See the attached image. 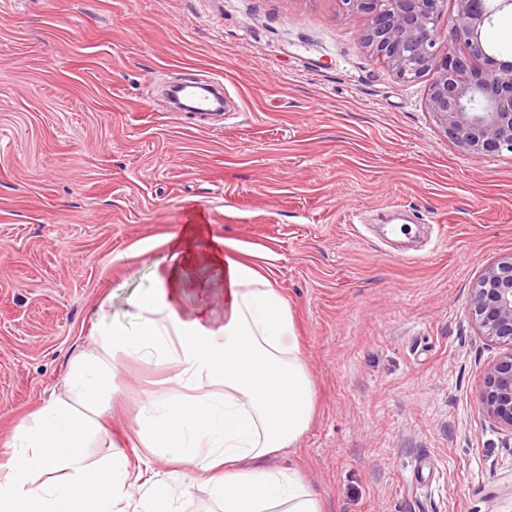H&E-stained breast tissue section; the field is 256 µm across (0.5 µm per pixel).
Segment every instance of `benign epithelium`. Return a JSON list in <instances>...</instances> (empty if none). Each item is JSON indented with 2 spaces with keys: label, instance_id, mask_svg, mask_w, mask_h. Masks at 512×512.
<instances>
[{
  "label": "benign epithelium",
  "instance_id": "obj_1",
  "mask_svg": "<svg viewBox=\"0 0 512 512\" xmlns=\"http://www.w3.org/2000/svg\"><path fill=\"white\" fill-rule=\"evenodd\" d=\"M368 14L363 43L398 77H430L425 109L473 159L512 153V61L490 55L482 32L492 17L512 15V0H456L448 30L447 0H348ZM462 42L466 51H457ZM470 315L503 350L485 373L481 405L512 432V253L493 261L473 288Z\"/></svg>",
  "mask_w": 512,
  "mask_h": 512
}]
</instances>
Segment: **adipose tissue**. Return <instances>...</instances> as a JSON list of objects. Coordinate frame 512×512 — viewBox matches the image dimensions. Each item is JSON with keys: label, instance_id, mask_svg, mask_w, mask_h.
I'll use <instances>...</instances> for the list:
<instances>
[{"label": "adipose tissue", "instance_id": "ef3b65f1", "mask_svg": "<svg viewBox=\"0 0 512 512\" xmlns=\"http://www.w3.org/2000/svg\"><path fill=\"white\" fill-rule=\"evenodd\" d=\"M169 243L152 287L95 325L62 393L16 427L0 462V512H179V480L206 484L221 512H323L299 469L269 463L315 411L287 300L208 225L189 222ZM122 359L171 369V388L141 401L134 445L94 461Z\"/></svg>", "mask_w": 512, "mask_h": 512}]
</instances>
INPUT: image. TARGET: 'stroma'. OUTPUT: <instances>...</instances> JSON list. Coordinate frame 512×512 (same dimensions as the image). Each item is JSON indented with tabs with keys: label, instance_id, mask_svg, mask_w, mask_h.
<instances>
[{
	"label": "stroma",
	"instance_id": "1",
	"mask_svg": "<svg viewBox=\"0 0 512 512\" xmlns=\"http://www.w3.org/2000/svg\"><path fill=\"white\" fill-rule=\"evenodd\" d=\"M347 0H0V445L198 212L280 289L316 415L275 466L324 512H512L469 314L512 253V153L467 157ZM224 83L225 115L166 86ZM165 372L123 363L113 424Z\"/></svg>",
	"mask_w": 512,
	"mask_h": 512
}]
</instances>
